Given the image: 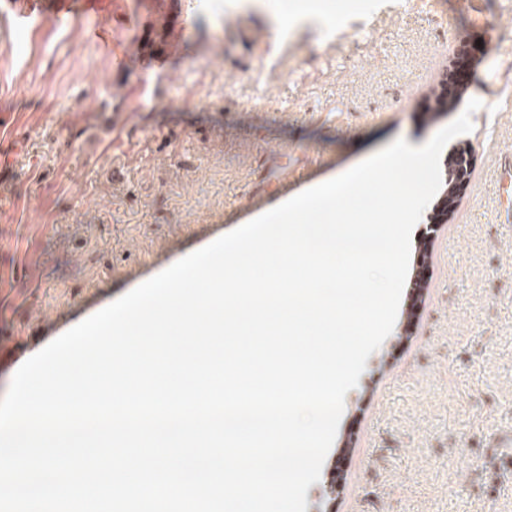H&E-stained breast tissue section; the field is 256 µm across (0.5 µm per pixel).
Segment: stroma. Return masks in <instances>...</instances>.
<instances>
[{
	"label": "stroma",
	"instance_id": "obj_1",
	"mask_svg": "<svg viewBox=\"0 0 512 512\" xmlns=\"http://www.w3.org/2000/svg\"><path fill=\"white\" fill-rule=\"evenodd\" d=\"M112 0L92 21L0 42V397L32 351L184 256L395 139L454 50L476 74L512 62V9L483 0ZM155 26L156 60L105 45ZM260 33L249 43L247 33ZM449 146L469 174L443 224L421 218L428 271L400 352L383 343L350 390L336 512H512V226L496 221L512 90Z\"/></svg>",
	"mask_w": 512,
	"mask_h": 512
}]
</instances>
